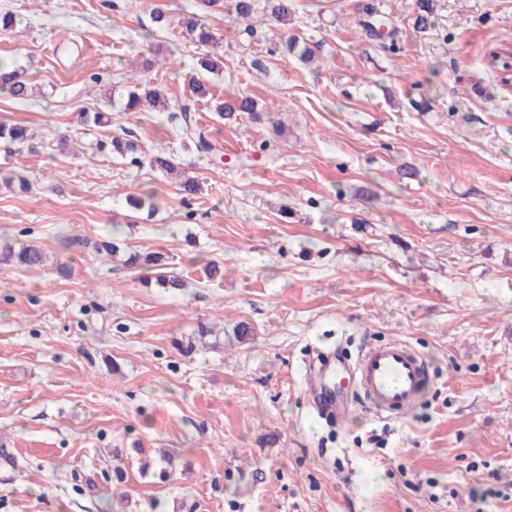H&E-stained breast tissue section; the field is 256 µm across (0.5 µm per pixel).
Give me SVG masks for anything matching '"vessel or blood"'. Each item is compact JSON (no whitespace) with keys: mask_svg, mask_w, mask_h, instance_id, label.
<instances>
[{"mask_svg":"<svg viewBox=\"0 0 512 512\" xmlns=\"http://www.w3.org/2000/svg\"><path fill=\"white\" fill-rule=\"evenodd\" d=\"M336 357L322 356L311 367L308 382L319 411L343 417L350 411L347 403L336 400L332 378ZM359 396L377 415L393 417L407 411L415 402L429 376L425 356L410 345L392 341L365 347L350 372Z\"/></svg>","mask_w":512,"mask_h":512,"instance_id":"b4317fda","label":"vessel or blood"}]
</instances>
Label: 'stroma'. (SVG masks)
I'll list each match as a JSON object with an SVG mask.
<instances>
[{"mask_svg": "<svg viewBox=\"0 0 512 512\" xmlns=\"http://www.w3.org/2000/svg\"><path fill=\"white\" fill-rule=\"evenodd\" d=\"M293 4L249 35L224 7L202 44L176 25L195 0H0L33 89L0 121L34 134L0 143L30 182L0 181V246L48 255L0 264V512H512V90L485 63L512 0H438L424 32L415 0ZM205 55L224 69L195 97ZM133 79L168 109L114 104ZM237 96L256 112L219 119ZM184 104L221 157L183 138ZM128 131L135 164L106 147ZM111 237L184 288L101 262ZM390 341L432 364L415 406L320 415L315 349L348 366ZM0 261L14 262L16 266L23 269H31L43 266L46 261V255L35 245H26L18 248L17 251L9 246H4L0 252ZM160 256L151 252L131 251L127 254L125 265L131 268L157 269V281L165 288H184L185 282L175 270H170L166 264L159 263Z\"/></svg>", "mask_w": 512, "mask_h": 512, "instance_id": "obj_1", "label": "stroma"}]
</instances>
